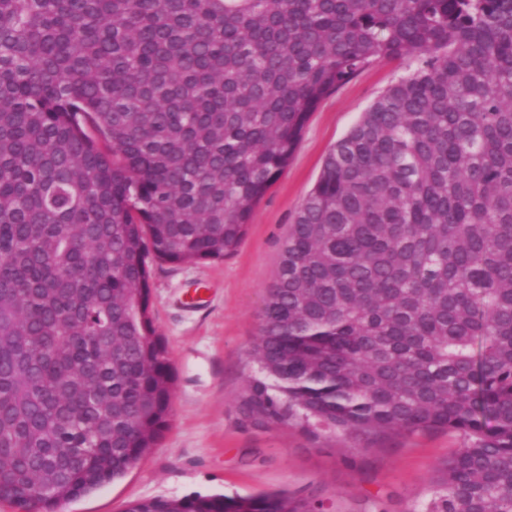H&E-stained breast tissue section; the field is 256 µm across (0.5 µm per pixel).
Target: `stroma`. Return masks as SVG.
Listing matches in <instances>:
<instances>
[{
	"instance_id": "obj_1",
	"label": "stroma",
	"mask_w": 512,
	"mask_h": 512,
	"mask_svg": "<svg viewBox=\"0 0 512 512\" xmlns=\"http://www.w3.org/2000/svg\"><path fill=\"white\" fill-rule=\"evenodd\" d=\"M410 69L376 62L310 115L287 168L254 207L247 235L224 260L149 267L154 325L174 372L169 428L121 478L60 502L56 512H125L134 501L285 489L318 495L330 512H424L436 466L456 448L448 431L365 440L299 426L258 427L239 411L257 365L260 312L282 244L329 150Z\"/></svg>"
}]
</instances>
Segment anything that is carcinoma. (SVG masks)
<instances>
[{"instance_id": "cac0c4a2", "label": "carcinoma", "mask_w": 512, "mask_h": 512, "mask_svg": "<svg viewBox=\"0 0 512 512\" xmlns=\"http://www.w3.org/2000/svg\"><path fill=\"white\" fill-rule=\"evenodd\" d=\"M383 59L415 68L298 209L240 412L457 433L425 512H512V0H0V501L54 512L157 445L149 261L234 254L319 102Z\"/></svg>"}]
</instances>
